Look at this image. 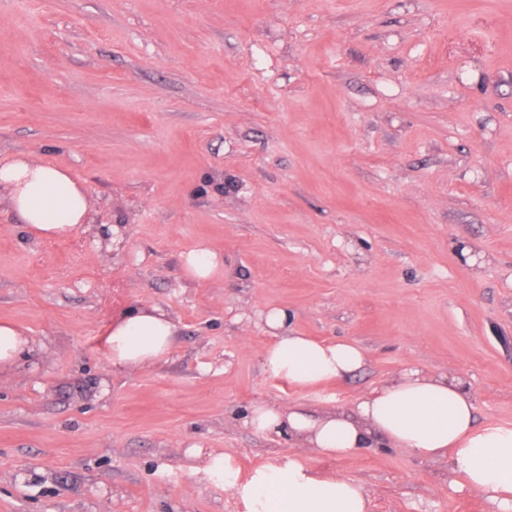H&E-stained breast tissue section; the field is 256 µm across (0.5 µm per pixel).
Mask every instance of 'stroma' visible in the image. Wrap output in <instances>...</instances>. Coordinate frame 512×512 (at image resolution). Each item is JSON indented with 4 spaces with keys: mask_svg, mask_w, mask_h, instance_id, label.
<instances>
[{
    "mask_svg": "<svg viewBox=\"0 0 512 512\" xmlns=\"http://www.w3.org/2000/svg\"><path fill=\"white\" fill-rule=\"evenodd\" d=\"M20 153L70 171L93 227L37 239L0 203V321L33 344L0 371V512H239L213 460L246 479L290 455L371 512H491L448 458L327 457L242 417L346 408L413 366L512 425V0H0ZM199 245L224 269L195 282ZM135 306L177 340L120 371L102 340ZM272 308L365 366L273 377Z\"/></svg>",
    "mask_w": 512,
    "mask_h": 512,
    "instance_id": "obj_1",
    "label": "stroma"
}]
</instances>
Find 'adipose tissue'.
<instances>
[{
    "label": "adipose tissue",
    "instance_id": "adipose-tissue-1",
    "mask_svg": "<svg viewBox=\"0 0 512 512\" xmlns=\"http://www.w3.org/2000/svg\"><path fill=\"white\" fill-rule=\"evenodd\" d=\"M6 205L40 239L87 229L86 191L62 167L19 155L0 162ZM274 331L262 360L273 376L308 390L362 368L366 355L352 341L318 342L297 334L285 310L261 316ZM177 328L157 307H133L112 325L104 349L112 365L134 370L168 355ZM243 423L253 431L288 436L318 453L349 458L364 449L398 448L421 458L448 456L451 492H482L494 512H512V426L478 425L474 397L463 381L409 369L386 386L359 397L347 410L313 415L305 409L257 404ZM225 491L242 512H370L364 487L323 474L296 456L241 480L231 464L221 468Z\"/></svg>",
    "mask_w": 512,
    "mask_h": 512
}]
</instances>
